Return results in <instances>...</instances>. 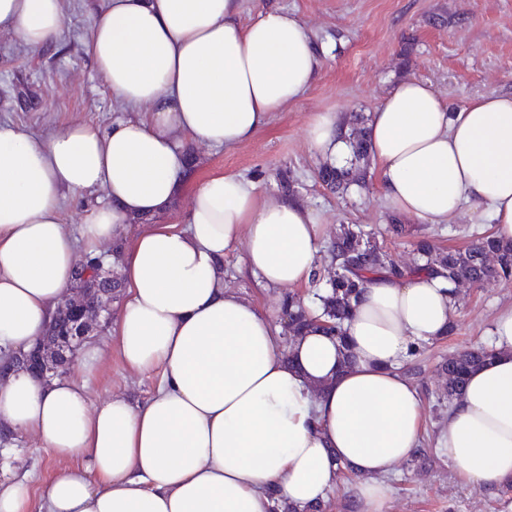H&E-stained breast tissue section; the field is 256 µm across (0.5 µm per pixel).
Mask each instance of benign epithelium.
<instances>
[{
    "label": "benign epithelium",
    "mask_w": 512,
    "mask_h": 512,
    "mask_svg": "<svg viewBox=\"0 0 512 512\" xmlns=\"http://www.w3.org/2000/svg\"><path fill=\"white\" fill-rule=\"evenodd\" d=\"M78 270L83 272L84 279L97 281L104 275V257L86 258ZM89 292L88 288L70 289L58 307V312L68 318L67 326L62 329L58 324H52L32 352L16 358L19 365L28 367L36 364L35 373L44 379L67 373L80 346L98 325L102 313L109 311L104 296L111 294L112 289L98 290V300L93 304L88 303Z\"/></svg>",
    "instance_id": "1"
}]
</instances>
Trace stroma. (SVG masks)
<instances>
[{
  "label": "stroma",
  "mask_w": 512,
  "mask_h": 512,
  "mask_svg": "<svg viewBox=\"0 0 512 512\" xmlns=\"http://www.w3.org/2000/svg\"><path fill=\"white\" fill-rule=\"evenodd\" d=\"M101 4L64 0L62 34L41 51H29L12 33L0 31L1 126L43 137L73 122L104 128L124 117L84 50ZM266 9L293 13L312 32L318 71L303 96L272 113L253 141L229 150L191 149L196 180L238 173L256 180L264 194L278 195L281 178H288L291 194L314 210L328 234L341 224L358 225L403 264L411 262L420 239H430L441 250L461 249L474 230L489 229L488 219L462 212L443 224L408 219L403 236L387 235L394 217L384 203L378 170L369 168L367 186H351L344 195L331 192L318 178L321 164L308 145L306 127L317 112H337L347 127L359 126L397 83L409 78L432 84L454 108L480 96L512 93V0H241L239 21L248 24ZM242 258V246L226 252L227 284L275 312L277 292L242 275ZM511 307L512 286L460 287L454 332L406 362L421 395L420 447L427 458L397 465L385 512H512V490L464 483L439 449L450 406L441 364L462 347L494 344V320ZM71 373L85 384L94 408L115 394L145 400L156 384L155 377L124 365L108 321L82 345ZM67 465L29 435L0 446L4 485L24 481L37 492Z\"/></svg>",
  "instance_id": "1"
}]
</instances>
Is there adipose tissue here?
<instances>
[{
    "label": "adipose tissue",
    "mask_w": 512,
    "mask_h": 512,
    "mask_svg": "<svg viewBox=\"0 0 512 512\" xmlns=\"http://www.w3.org/2000/svg\"><path fill=\"white\" fill-rule=\"evenodd\" d=\"M239 0H105L84 46L125 118L46 137L0 126V432L29 434L69 460L40 495L0 487V512H296L324 500L346 463L354 512H385L392 469L419 446L420 393L402 366L447 336L459 304L446 274L368 277L340 336L282 325L224 278V254L266 288L309 283L326 227L302 201L254 180L197 181L186 149L250 142L298 100L319 57L282 10L238 21ZM63 0H0V30L31 51L59 39ZM315 155L346 165L340 117L316 113ZM369 153L388 209L442 224L488 214L512 244V95L450 109L431 84L401 81L371 112ZM105 190L72 237L60 205ZM190 203L175 224H132ZM128 240L126 299L113 334L127 367L159 382L144 402L89 408L71 375L44 382L15 358L44 336L79 253ZM496 357L472 371L442 448L468 484L512 481V309L493 325Z\"/></svg>",
    "instance_id": "1"
}]
</instances>
